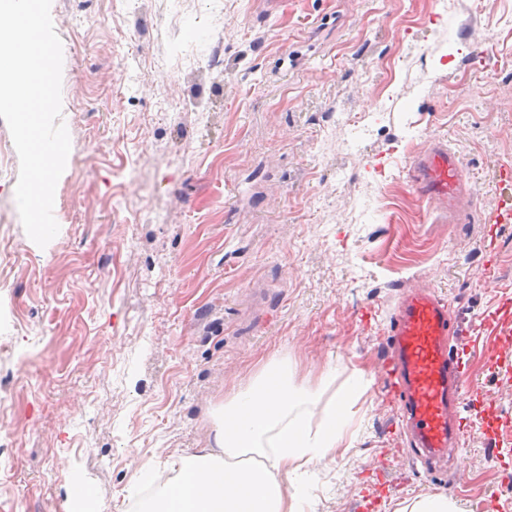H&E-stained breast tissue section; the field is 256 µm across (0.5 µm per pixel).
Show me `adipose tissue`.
<instances>
[{
	"label": "adipose tissue",
	"instance_id": "ef3b65f1",
	"mask_svg": "<svg viewBox=\"0 0 512 512\" xmlns=\"http://www.w3.org/2000/svg\"><path fill=\"white\" fill-rule=\"evenodd\" d=\"M315 399L293 384L287 362L268 363L214 412L212 447L173 462L142 512H298L281 475L342 443L354 395L334 401L316 426L307 417Z\"/></svg>",
	"mask_w": 512,
	"mask_h": 512
}]
</instances>
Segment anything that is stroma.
I'll list each match as a JSON object with an SVG mask.
<instances>
[{"instance_id": "obj_1", "label": "stroma", "mask_w": 512, "mask_h": 512, "mask_svg": "<svg viewBox=\"0 0 512 512\" xmlns=\"http://www.w3.org/2000/svg\"><path fill=\"white\" fill-rule=\"evenodd\" d=\"M71 140L59 232L26 234L0 119V512H139L151 466L208 447L212 413L275 358L316 391L350 386L344 447L297 480L302 512L444 495L512 512V0H52ZM367 115L368 129L357 127ZM443 143L463 165L457 223L409 183ZM496 256V287L480 275ZM447 300L474 382L454 482L398 445L378 364L404 289Z\"/></svg>"}]
</instances>
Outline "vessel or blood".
<instances>
[{
	"label": "vessel or blood",
	"instance_id": "b4317fda",
	"mask_svg": "<svg viewBox=\"0 0 512 512\" xmlns=\"http://www.w3.org/2000/svg\"><path fill=\"white\" fill-rule=\"evenodd\" d=\"M408 178L419 196L456 217L463 174L454 152L428 145L411 163ZM455 329L447 301L431 285L406 290L390 318L392 340L379 367L414 447L430 462L446 458L466 440L464 405L484 398L469 362L450 342Z\"/></svg>",
	"mask_w": 512,
	"mask_h": 512
}]
</instances>
